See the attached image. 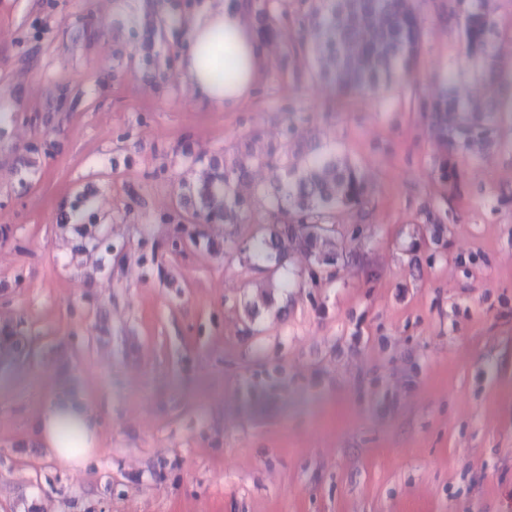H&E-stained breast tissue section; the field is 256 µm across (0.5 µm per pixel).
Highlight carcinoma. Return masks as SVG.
I'll use <instances>...</instances> for the list:
<instances>
[{
  "instance_id": "1",
  "label": "carcinoma",
  "mask_w": 512,
  "mask_h": 512,
  "mask_svg": "<svg viewBox=\"0 0 512 512\" xmlns=\"http://www.w3.org/2000/svg\"><path fill=\"white\" fill-rule=\"evenodd\" d=\"M464 5L462 36L477 67H482L495 31L493 18L483 0H459ZM308 44L315 56L313 71L339 88H353L368 97L404 82L417 63L422 30L415 0H318L311 10ZM432 112L435 131L451 146L468 148L471 138L482 135L471 118L475 108L456 94L422 102ZM276 159L288 166V154L271 150L266 156L244 154L224 171L213 172L198 189L206 200L199 219L233 224L247 209L235 191L254 163ZM288 180L275 190L276 206L286 216L280 224L261 226L250 239L248 259L266 264L272 273L283 266L288 250H301L314 262L329 263L336 252L326 251L333 230L319 229L343 210L364 201L363 181L358 171L343 163L336 152L314 157L300 172L287 171Z\"/></svg>"
}]
</instances>
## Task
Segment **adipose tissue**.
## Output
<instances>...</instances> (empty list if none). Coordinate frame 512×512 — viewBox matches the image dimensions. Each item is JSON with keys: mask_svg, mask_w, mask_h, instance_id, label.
<instances>
[{"mask_svg": "<svg viewBox=\"0 0 512 512\" xmlns=\"http://www.w3.org/2000/svg\"><path fill=\"white\" fill-rule=\"evenodd\" d=\"M250 12V0H224L200 15L190 25L181 62L184 78L199 97L227 112L250 97L268 59ZM33 431L49 455L74 464L96 447L98 417L85 395L57 398L37 416Z\"/></svg>", "mask_w": 512, "mask_h": 512, "instance_id": "obj_1", "label": "adipose tissue"}]
</instances>
